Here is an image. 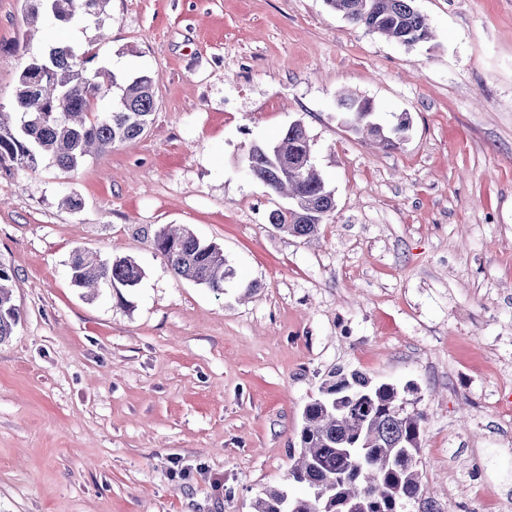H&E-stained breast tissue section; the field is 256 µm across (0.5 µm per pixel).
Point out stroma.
I'll return each mask as SVG.
<instances>
[{"mask_svg": "<svg viewBox=\"0 0 512 512\" xmlns=\"http://www.w3.org/2000/svg\"><path fill=\"white\" fill-rule=\"evenodd\" d=\"M406 47L324 0H110L103 28L0 0V108L46 39L155 80L138 139L78 170L0 169V263L21 321L0 343V512H254L287 480L334 367L423 410V492L400 512L512 504V0H414ZM369 100L386 150L337 101ZM302 121L336 207L318 235L243 156ZM80 210L62 206L63 195ZM188 227L237 276L177 278L156 232ZM127 256L135 289L87 295L74 250Z\"/></svg>", "mask_w": 512, "mask_h": 512, "instance_id": "1", "label": "stroma"}]
</instances>
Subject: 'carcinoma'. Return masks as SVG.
Listing matches in <instances>:
<instances>
[{"label": "carcinoma", "instance_id": "cac0c4a2", "mask_svg": "<svg viewBox=\"0 0 512 512\" xmlns=\"http://www.w3.org/2000/svg\"><path fill=\"white\" fill-rule=\"evenodd\" d=\"M29 23L49 14L62 23L83 16L100 24L110 0H23ZM414 0H325L348 22L405 46L429 41L427 19ZM90 49L58 43L31 56L19 74L12 111H0V168L17 166L31 172L44 163L63 172L78 169L85 158L138 138L155 111L154 80L141 71L127 73L102 63ZM106 110H99L103 100ZM346 123L355 131L396 146L374 121L372 104L364 99L341 100ZM252 176L288 206L268 214L274 229L295 237H310L335 209V199L311 161L304 125L295 121L273 141H255L245 155ZM156 249L174 274L224 292L235 276L221 247L206 243L186 228L171 226L154 236ZM75 286L93 290L101 284L132 289L142 277L131 258L103 260L78 249L70 262ZM14 274L0 264V343L13 335L21 320L13 300ZM300 452L288 481L303 493L291 497L270 489L255 502L254 512H399L422 492L417 457L423 412L408 409L398 388L374 382L358 370L341 367L328 372L319 396L304 409Z\"/></svg>", "mask_w": 512, "mask_h": 512}]
</instances>
